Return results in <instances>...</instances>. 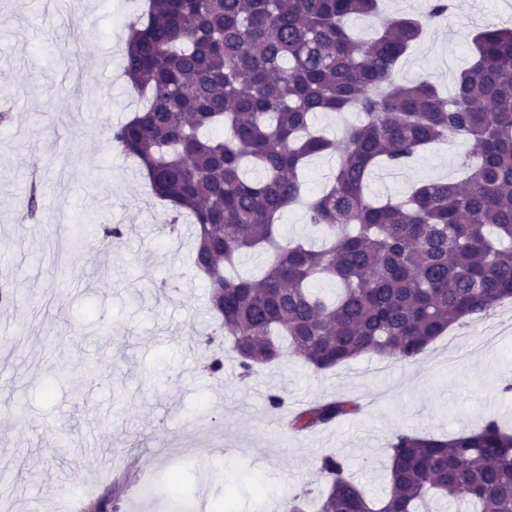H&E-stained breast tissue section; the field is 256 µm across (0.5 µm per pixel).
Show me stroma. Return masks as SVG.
<instances>
[{
    "label": "stroma",
    "instance_id": "obj_1",
    "mask_svg": "<svg viewBox=\"0 0 512 512\" xmlns=\"http://www.w3.org/2000/svg\"><path fill=\"white\" fill-rule=\"evenodd\" d=\"M144 0H0V257L14 301L0 305V512H49L80 484L87 503L119 496L120 512H172V479L192 512H281L320 490L323 455L346 459L369 496L389 490L388 448L400 432L448 437L497 420L512 431V359L480 347L512 331V302L469 329L451 327L413 362L364 356L318 374L299 359L241 378L231 341L206 347L214 315L190 263L192 226L166 230L139 166L109 139L138 104L123 73L127 24ZM512 23V0H459L402 59L400 74L452 91L481 27ZM460 150L432 147L402 169L381 168L368 194L396 199L456 171ZM41 183L27 210V176ZM125 233L103 252L107 228ZM224 371L210 375L214 353ZM287 411L346 398L361 410L294 433Z\"/></svg>",
    "mask_w": 512,
    "mask_h": 512
}]
</instances>
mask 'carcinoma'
Returning <instances> with one entry per match:
<instances>
[{
    "label": "carcinoma",
    "instance_id": "carcinoma-1",
    "mask_svg": "<svg viewBox=\"0 0 512 512\" xmlns=\"http://www.w3.org/2000/svg\"><path fill=\"white\" fill-rule=\"evenodd\" d=\"M449 9L430 0L369 38L349 20L376 15L379 0H148L129 23L124 74L140 107L110 141L143 168L171 223L190 218L193 265L242 376L287 353L316 373L364 355L412 361L465 317L512 299V27L475 31L451 96L399 77ZM321 112L360 121L337 142L313 125ZM448 141L479 145L460 178L419 182L386 202L366 195L376 168H401ZM322 155L337 165L311 196L302 172ZM294 205L324 248L279 242L277 219ZM254 250L267 255L262 277L235 274ZM323 280L337 293H320ZM358 411L323 400L288 428ZM388 452L379 502L342 458L322 457L317 512H419L435 495L512 512V434L494 420L449 439L398 433Z\"/></svg>",
    "mask_w": 512,
    "mask_h": 512
}]
</instances>
